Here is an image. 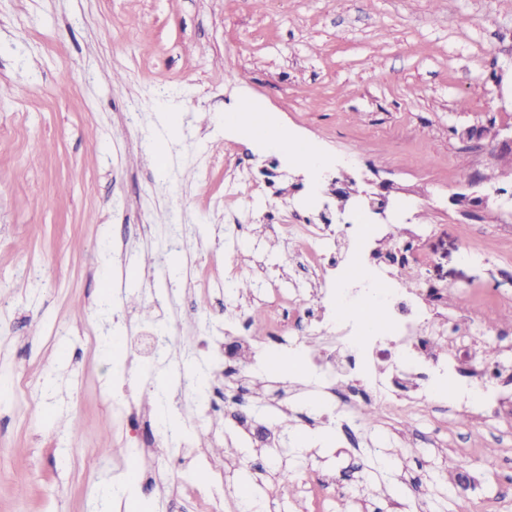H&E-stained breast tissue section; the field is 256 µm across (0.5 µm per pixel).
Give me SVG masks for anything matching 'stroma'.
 Wrapping results in <instances>:
<instances>
[{
    "mask_svg": "<svg viewBox=\"0 0 512 512\" xmlns=\"http://www.w3.org/2000/svg\"><path fill=\"white\" fill-rule=\"evenodd\" d=\"M245 97L330 165L284 161L281 195L241 183L220 208L225 166L256 171L270 154L221 123ZM498 125H512V0H0V380L14 389L0 403V512H130L105 490L132 467L158 486L154 512H200L193 475L219 468L224 512H512V469L498 464L512 457L507 415L438 399L392 415L357 394L348 435L273 345L275 364L244 355L225 373L202 455L154 470L121 453L117 389L141 384L137 405L160 423L196 403L182 348L202 373L228 319L275 288L305 282L314 304L320 282L270 216L314 212L331 176L353 223L379 220L356 207L362 193L388 197L399 235L381 254L427 255L420 274L395 264L389 277L445 289L444 352L491 344L511 365L512 335L455 307L482 291L512 298V162L490 137L462 135ZM474 179L487 203H452ZM203 276L220 287L199 288ZM233 280L252 288L228 305ZM151 332L177 333L180 350L154 357ZM241 399L262 424L289 418L278 446L237 433ZM106 442L119 453L105 464Z\"/></svg>",
    "mask_w": 512,
    "mask_h": 512,
    "instance_id": "35a3bbf8",
    "label": "stroma"
}]
</instances>
